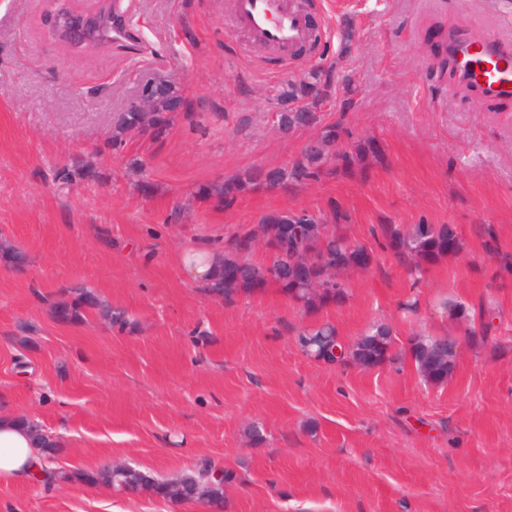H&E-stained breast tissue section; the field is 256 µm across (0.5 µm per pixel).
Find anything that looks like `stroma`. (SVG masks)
Returning <instances> with one entry per match:
<instances>
[{"instance_id": "obj_1", "label": "stroma", "mask_w": 512, "mask_h": 512, "mask_svg": "<svg viewBox=\"0 0 512 512\" xmlns=\"http://www.w3.org/2000/svg\"><path fill=\"white\" fill-rule=\"evenodd\" d=\"M296 3L319 41L288 61L235 24L233 0H124L134 40L86 50L55 38L44 0H0V241L29 257L20 271L0 258V413L54 436V464L72 475L51 491L0 481V512H207L149 491L85 492L83 473L108 463L159 480L229 469L224 512H512V274L476 234L495 225L512 253V99L459 87L433 51L467 19L512 41V0ZM314 66L335 79L324 121L379 145L367 173L229 208L199 198L208 182L298 155L312 130L282 136L272 113L283 82ZM149 77L173 80L185 108L163 141L131 134L113 151L115 122ZM87 161L92 173H77ZM333 203L354 242L371 244L376 224H452L466 248L416 287L377 253L349 298L314 317L273 288L224 303L183 269L188 251L223 247L270 211ZM75 286L132 328L94 311L59 321ZM440 296L469 320L436 313ZM488 309L492 330L468 341ZM315 320L346 342L387 322L398 356L369 369L313 360L297 332ZM418 333L462 340L443 385L406 350Z\"/></svg>"}]
</instances>
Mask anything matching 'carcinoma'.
Segmentation results:
<instances>
[{
  "mask_svg": "<svg viewBox=\"0 0 512 512\" xmlns=\"http://www.w3.org/2000/svg\"><path fill=\"white\" fill-rule=\"evenodd\" d=\"M69 19L81 27L83 47L96 48L112 42V7H102L91 13L69 14ZM333 79L328 71L311 68L299 80L282 84L278 104L277 128L283 135L298 129L316 128L299 154L282 167H251L229 179H219L201 188L207 198L229 208L240 195L268 187L299 188L332 178L340 172H363L378 154L376 143L361 139L353 147L341 145L345 130L339 122L323 123L320 109L332 95ZM185 103L181 89L171 84L168 92L145 106L127 104L120 113L112 134V150L120 152L125 136L136 133L160 142L166 138L180 109ZM349 214L336 204L321 214L306 210L271 211L259 223L244 226L224 237V260L216 275L205 285L207 295L233 302L240 293H263L274 286L305 313L343 304L349 296V284L333 285L329 270L336 266L362 265L370 267L374 252L380 251L402 264L416 287L429 267L456 256L464 250V240L453 224H377L371 229L373 244L352 243L343 231ZM485 251L494 258L500 270L512 272V254L501 252L497 246V230L492 224H482L477 230ZM264 238L269 250L267 262L252 260L251 242ZM72 299L55 304L58 319L77 322L85 318V311L96 310L120 328L132 326L126 313L112 308L107 301L85 288L69 290ZM439 309L453 321L467 319L464 304L445 298ZM302 350L325 363L350 361L371 368L394 358L396 341L393 330L386 322L376 323L350 343L338 336L329 322H315L298 332ZM460 346L455 336L416 335L407 343L408 352L418 372L434 384H442L451 374ZM212 465L200 467L196 472L176 481H156L135 469L118 471L110 465L83 475L89 482L114 487L125 494L135 495L145 490L172 502L197 501L220 512L224 509V486L211 483Z\"/></svg>",
  "mask_w": 512,
  "mask_h": 512,
  "instance_id": "carcinoma-1",
  "label": "carcinoma"
}]
</instances>
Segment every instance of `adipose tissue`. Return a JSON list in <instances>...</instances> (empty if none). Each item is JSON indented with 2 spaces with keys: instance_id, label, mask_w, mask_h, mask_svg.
<instances>
[{
  "instance_id": "1",
  "label": "adipose tissue",
  "mask_w": 512,
  "mask_h": 512,
  "mask_svg": "<svg viewBox=\"0 0 512 512\" xmlns=\"http://www.w3.org/2000/svg\"><path fill=\"white\" fill-rule=\"evenodd\" d=\"M43 466L37 443L10 416H0V480L27 483L39 479Z\"/></svg>"
}]
</instances>
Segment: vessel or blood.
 Returning a JSON list of instances; mask_svg holds the SVG:
<instances>
[{
  "label": "vessel or blood",
  "mask_w": 512,
  "mask_h": 512,
  "mask_svg": "<svg viewBox=\"0 0 512 512\" xmlns=\"http://www.w3.org/2000/svg\"><path fill=\"white\" fill-rule=\"evenodd\" d=\"M235 19L256 38L287 52L312 33L293 0H234ZM448 55L460 82L485 99L512 98V44L494 33L480 39L448 35Z\"/></svg>",
  "instance_id": "b4317fda"
}]
</instances>
